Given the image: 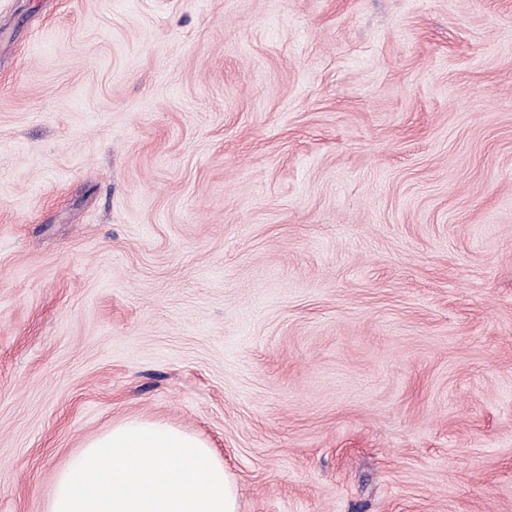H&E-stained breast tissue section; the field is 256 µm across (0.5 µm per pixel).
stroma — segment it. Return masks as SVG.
<instances>
[{"mask_svg": "<svg viewBox=\"0 0 512 512\" xmlns=\"http://www.w3.org/2000/svg\"><path fill=\"white\" fill-rule=\"evenodd\" d=\"M131 417L512 512V0H0V512Z\"/></svg>", "mask_w": 512, "mask_h": 512, "instance_id": "35a3bbf8", "label": "stroma"}]
</instances>
